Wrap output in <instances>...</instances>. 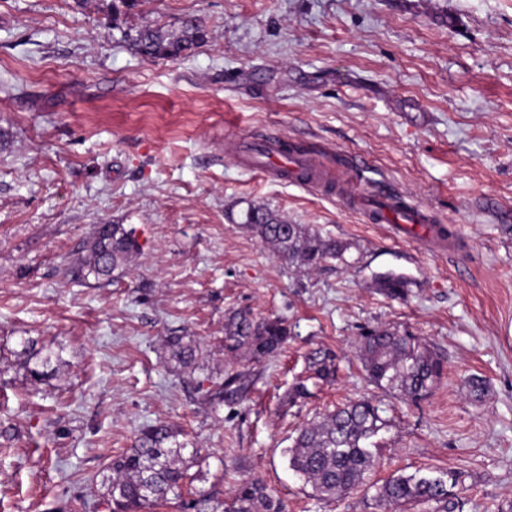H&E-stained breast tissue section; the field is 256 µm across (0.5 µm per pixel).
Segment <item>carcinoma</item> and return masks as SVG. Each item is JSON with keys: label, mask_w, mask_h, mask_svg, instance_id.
<instances>
[{"label": "carcinoma", "mask_w": 512, "mask_h": 512, "mask_svg": "<svg viewBox=\"0 0 512 512\" xmlns=\"http://www.w3.org/2000/svg\"><path fill=\"white\" fill-rule=\"evenodd\" d=\"M207 39L203 25L184 23L179 35L159 29L139 31L133 41L137 50L149 57L178 58L199 47ZM240 223L260 242L290 265L314 270L328 259L346 261L351 245L324 238L304 224H290L268 207L254 204L242 211ZM141 246L135 230L122 224H102L87 241L85 255L71 268V276L89 282L108 281L112 274L128 266ZM375 287L390 297L404 295L407 280L392 272L378 275ZM290 331L280 318H258L249 309L232 312L224 324V358L232 364L244 356L259 361L277 353L288 341ZM169 362L184 369L195 359L197 346L176 335L166 337ZM357 356L371 382L380 388L418 401L427 398L442 380L446 366L431 345L405 328L384 325L363 332ZM311 378L330 384L336 376V354L329 348L308 356ZM249 385L244 371L229 370L224 381L209 392L210 400L243 395ZM387 425L380 408L370 399L337 407L321 420L301 430L288 449L289 466L304 477L320 496H342L358 487L375 466L374 438ZM181 432L159 422L142 427L131 448L114 456L106 488L110 512H152L179 489L197 450L185 454L187 442ZM459 477L398 475L375 488L373 499L383 512H407L415 505L426 512H454ZM187 512H285L281 500L267 492L259 479H244L232 486L222 501L199 495L186 503Z\"/></svg>", "instance_id": "1"}]
</instances>
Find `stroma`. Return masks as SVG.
I'll return each mask as SVG.
<instances>
[{"label": "stroma", "mask_w": 512, "mask_h": 512, "mask_svg": "<svg viewBox=\"0 0 512 512\" xmlns=\"http://www.w3.org/2000/svg\"><path fill=\"white\" fill-rule=\"evenodd\" d=\"M191 18L208 38L178 58L132 45ZM261 135L431 209L453 238L394 239L335 189L243 167ZM251 204L349 242L348 267L278 259L238 222ZM100 224L134 228L141 252L86 284L69 270ZM387 271L405 298L374 288ZM246 308L284 319L288 344L238 362L244 395L206 400L224 321ZM381 324L446 361L427 399L366 378L356 343ZM173 335L197 345L192 372L169 367ZM322 347L335 383L284 405ZM364 397L388 422L377 465L354 493L317 496L286 450ZM157 422L197 450L160 512L249 478L286 512H374V484L441 471L461 475L462 512L512 507V0H0V512H108L112 457Z\"/></svg>", "instance_id": "1"}]
</instances>
